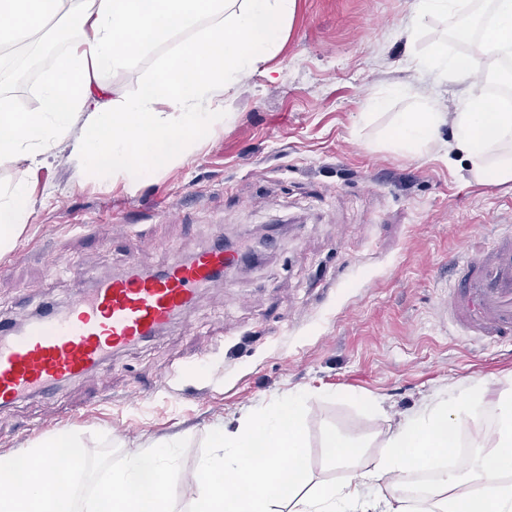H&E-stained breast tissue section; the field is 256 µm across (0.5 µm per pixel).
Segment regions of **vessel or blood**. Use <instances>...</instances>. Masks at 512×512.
<instances>
[{
    "label": "vessel or blood",
    "instance_id": "1",
    "mask_svg": "<svg viewBox=\"0 0 512 512\" xmlns=\"http://www.w3.org/2000/svg\"><path fill=\"white\" fill-rule=\"evenodd\" d=\"M245 259L220 241L144 274L132 250L124 275L78 290L67 307L43 310L23 327L0 325V408L96 374L113 352L172 325L199 290ZM456 267L458 281L443 304L449 323L470 342L512 345V228L468 251Z\"/></svg>",
    "mask_w": 512,
    "mask_h": 512
}]
</instances>
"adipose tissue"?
I'll list each match as a JSON object with an SVG mask.
<instances>
[{
  "label": "adipose tissue",
  "mask_w": 512,
  "mask_h": 512,
  "mask_svg": "<svg viewBox=\"0 0 512 512\" xmlns=\"http://www.w3.org/2000/svg\"><path fill=\"white\" fill-rule=\"evenodd\" d=\"M297 0H0V46L42 47L58 25L81 34L66 52L45 57L37 105L0 108V166L12 183L0 187V255L10 252L36 213L29 177L48 157L68 154L80 180L124 181L135 187L162 164L191 155L202 132L224 124L222 95L261 69L281 45ZM189 39L176 41L180 32ZM171 48L156 72L129 94L105 85L102 71L124 66L149 46ZM486 54L512 55V0H494ZM467 108L448 114L423 102L394 113L390 144L416 154L441 128H455L477 182H512V98L487 103L477 83ZM497 420L491 438L446 466L461 428L487 404ZM206 478L191 512H512V380L477 381L384 434L378 458L354 469L364 445L327 431L323 448L351 471L334 483H304L303 401L240 416L235 428H213ZM430 476L415 490L416 473ZM224 478V489L210 484Z\"/></svg>",
  "instance_id": "obj_1"
}]
</instances>
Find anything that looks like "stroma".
<instances>
[{
	"label": "stroma",
	"instance_id": "1",
	"mask_svg": "<svg viewBox=\"0 0 512 512\" xmlns=\"http://www.w3.org/2000/svg\"><path fill=\"white\" fill-rule=\"evenodd\" d=\"M415 26V0H297L267 62L279 80L246 78L224 98L223 128L182 163L133 190L77 182L65 159L48 158L31 180L36 215L0 256L1 320L66 305L122 273L133 247L146 271L219 236L257 259L206 289L181 328L0 410V452L61 430L91 450L104 433L123 454L176 435L189 441L176 488L189 512L213 425L246 409L303 397L308 476L333 482L343 471L323 452L327 429L370 436L471 382L512 375V345L464 343L437 311L449 260L476 235L512 227V183L474 181L464 157L445 152L452 126L415 155L385 138L393 113L460 105L464 83L419 64L435 48L464 51L488 84L497 76L480 42L457 44L451 20L430 19L408 40ZM168 51L156 45L102 80L135 92ZM40 83L37 69L0 71L18 110L36 105ZM376 93L388 100L374 109Z\"/></svg>",
	"mask_w": 512,
	"mask_h": 512
}]
</instances>
